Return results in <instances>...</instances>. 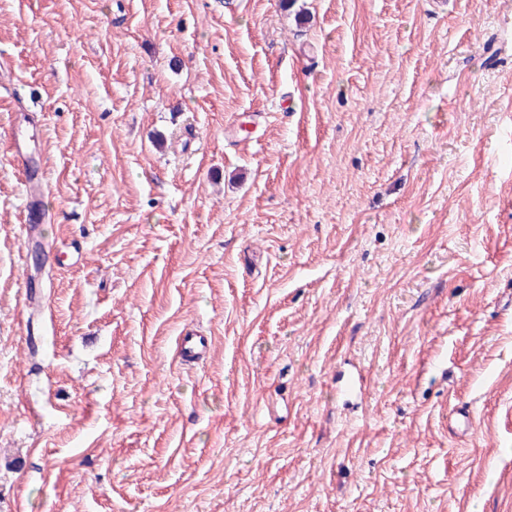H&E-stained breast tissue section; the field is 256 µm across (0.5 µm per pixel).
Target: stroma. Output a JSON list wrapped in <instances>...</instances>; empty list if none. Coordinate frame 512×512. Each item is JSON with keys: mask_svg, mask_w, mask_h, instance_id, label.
Wrapping results in <instances>:
<instances>
[{"mask_svg": "<svg viewBox=\"0 0 512 512\" xmlns=\"http://www.w3.org/2000/svg\"><path fill=\"white\" fill-rule=\"evenodd\" d=\"M507 126L512 0H0V512H512ZM210 342L209 336L202 335L192 328L184 327L175 338V356L184 363H197L208 354Z\"/></svg>", "mask_w": 512, "mask_h": 512, "instance_id": "obj_1", "label": "stroma"}]
</instances>
